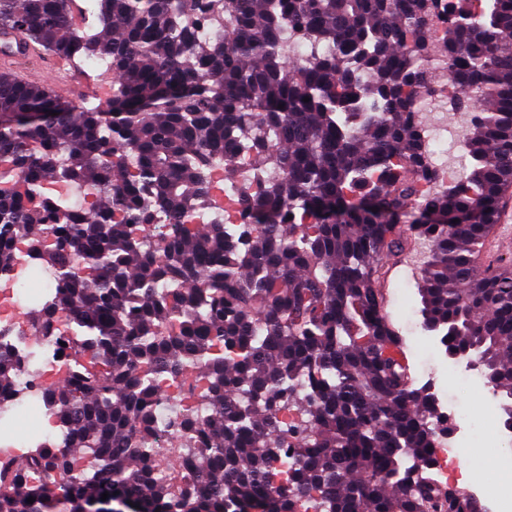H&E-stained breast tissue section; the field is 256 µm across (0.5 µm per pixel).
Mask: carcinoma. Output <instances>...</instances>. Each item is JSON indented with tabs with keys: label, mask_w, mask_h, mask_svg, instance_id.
Returning <instances> with one entry per match:
<instances>
[{
	"label": "carcinoma",
	"mask_w": 512,
	"mask_h": 512,
	"mask_svg": "<svg viewBox=\"0 0 512 512\" xmlns=\"http://www.w3.org/2000/svg\"><path fill=\"white\" fill-rule=\"evenodd\" d=\"M70 2L0 0L1 30L116 79L88 107L0 74V276L28 242L58 282L35 329L67 309L73 344L41 394L66 441L0 462V512H91L105 492L139 512H477L438 479L446 420L390 352L379 282L427 243L420 326L469 352L512 431V276L473 262L512 185V0H91L82 26ZM437 50L469 122L461 178L422 197ZM242 155L262 192L237 182L240 223H194L213 159L228 176ZM50 182L96 204L45 198ZM409 203L426 220L399 223ZM19 367L0 343V414ZM187 372L208 413L180 419L202 440L177 486L155 473V381Z\"/></svg>",
	"instance_id": "cac0c4a2"
}]
</instances>
